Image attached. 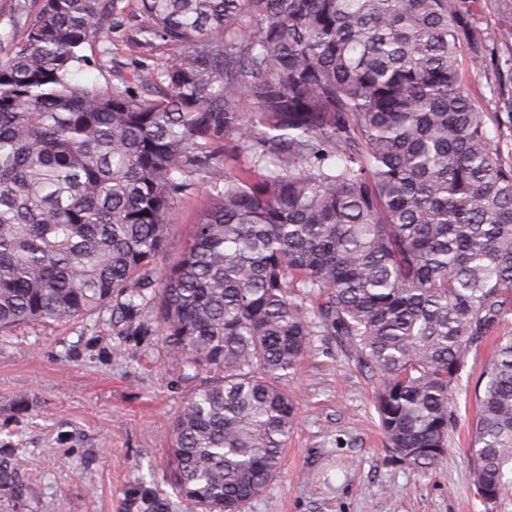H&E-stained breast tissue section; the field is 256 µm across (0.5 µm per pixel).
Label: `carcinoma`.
<instances>
[{
  "mask_svg": "<svg viewBox=\"0 0 512 512\" xmlns=\"http://www.w3.org/2000/svg\"><path fill=\"white\" fill-rule=\"evenodd\" d=\"M106 0H43L0 48V332L112 305L156 310L180 369L207 372L173 422V481L201 512H243L280 469L296 408L279 379L313 337L382 377L390 459L448 450L470 353L512 322V100L483 110L462 63L466 0H112L141 22L138 80L70 70ZM191 242L155 267L174 198L223 163ZM316 299L309 309L306 302ZM473 486L512 472V337L474 387Z\"/></svg>",
  "mask_w": 512,
  "mask_h": 512,
  "instance_id": "1",
  "label": "carcinoma"
}]
</instances>
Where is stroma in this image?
<instances>
[{"label": "stroma", "mask_w": 512, "mask_h": 512, "mask_svg": "<svg viewBox=\"0 0 512 512\" xmlns=\"http://www.w3.org/2000/svg\"><path fill=\"white\" fill-rule=\"evenodd\" d=\"M42 0H0V45L20 40ZM472 28L488 49L472 90L485 111L512 96V0H471ZM105 41L82 50L69 78L93 89L113 85L142 98L153 89L137 70L144 56L97 21ZM212 174L174 200L173 228L156 259L172 266L189 243ZM484 357L468 358L459 421L447 452L420 469L392 463L373 408L379 376L359 371L333 336H318L294 375L282 380L298 411L278 474L244 512H512V488L493 504L474 494L466 448L474 386ZM206 381L187 376L162 348L154 311L119 316L111 308L70 322H40L0 333V512H198L172 487L168 449L175 416Z\"/></svg>", "instance_id": "obj_1"}]
</instances>
